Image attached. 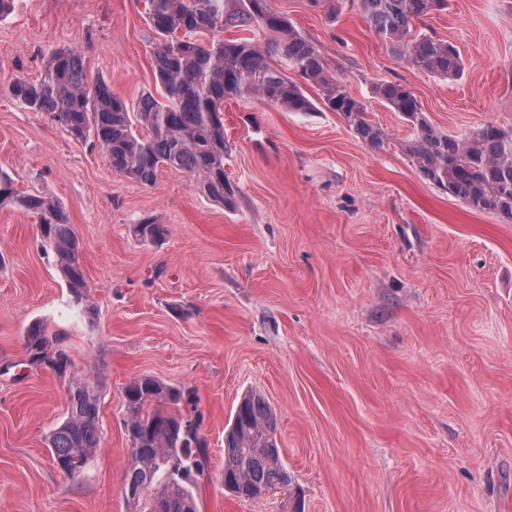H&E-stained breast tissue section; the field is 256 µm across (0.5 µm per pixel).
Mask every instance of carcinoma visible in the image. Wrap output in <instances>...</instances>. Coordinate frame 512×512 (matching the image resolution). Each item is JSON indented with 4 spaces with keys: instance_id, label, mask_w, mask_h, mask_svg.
<instances>
[{
    "instance_id": "obj_1",
    "label": "carcinoma",
    "mask_w": 512,
    "mask_h": 512,
    "mask_svg": "<svg viewBox=\"0 0 512 512\" xmlns=\"http://www.w3.org/2000/svg\"><path fill=\"white\" fill-rule=\"evenodd\" d=\"M357 3L369 26L400 59L419 74L453 79L464 70L458 48L419 28L448 0H310L331 17L346 2ZM146 23L155 92L135 103L112 93L107 80L86 79L82 55L70 48L48 53L40 77H16L11 96L30 112L47 115L74 140L98 150L113 171L145 185L161 169L174 167L196 178L202 192L230 208L235 191L224 176V103L256 96L284 112H313L315 103L288 76L295 72L317 87L323 106L342 114L372 149L383 150L389 135L368 119L361 101L330 74L314 42L269 0H147ZM237 28L245 35L225 38ZM374 94L410 123L413 136L402 144L417 171L470 209L492 212L512 222V127L488 123L463 133L444 132L427 119L405 86L383 81ZM12 205L37 215L45 251L74 301L87 299L88 284L78 260V243L62 204L43 194H20L0 169V207ZM133 235L155 243L167 225L146 217ZM31 367L68 378L64 420L48 436L52 460L79 463L76 478L101 450L100 389L92 377L74 372L65 341L40 324L25 335ZM124 432L131 447L124 488L149 492V512L157 501L165 512H197L193 489L207 468L203 416L191 389L147 375L124 387ZM224 482L238 498H256L291 483L276 440L271 405L248 392L238 403L224 436Z\"/></svg>"
}]
</instances>
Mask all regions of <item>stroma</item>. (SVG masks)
Here are the masks:
<instances>
[{
  "instance_id": "1",
  "label": "stroma",
  "mask_w": 512,
  "mask_h": 512,
  "mask_svg": "<svg viewBox=\"0 0 512 512\" xmlns=\"http://www.w3.org/2000/svg\"><path fill=\"white\" fill-rule=\"evenodd\" d=\"M145 3L15 0L0 21V169L62 203L89 285L76 304L37 216L0 208V512H130L122 389L138 375L199 398V512H512V223L426 181L402 149L410 124L372 92L406 86L451 133L512 125V0H448L426 19L461 51L455 79L409 69L357 6L333 18L272 0L391 140L372 150L325 108L230 101L231 208L181 170L151 185L115 173L9 93L58 47L125 100L154 90ZM146 216L163 241L133 236ZM36 321L100 387L101 450L75 479L46 444L66 385L27 365ZM252 390L292 477L276 498L224 490V435Z\"/></svg>"
}]
</instances>
